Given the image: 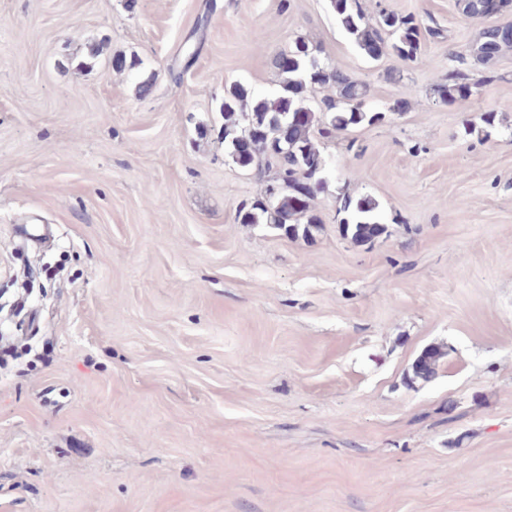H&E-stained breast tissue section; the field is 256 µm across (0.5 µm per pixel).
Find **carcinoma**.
Returning a JSON list of instances; mask_svg holds the SVG:
<instances>
[{"label":"carcinoma","mask_w":512,"mask_h":512,"mask_svg":"<svg viewBox=\"0 0 512 512\" xmlns=\"http://www.w3.org/2000/svg\"><path fill=\"white\" fill-rule=\"evenodd\" d=\"M329 2L340 27L372 60L388 52L404 62H414L421 54L423 38L443 37L441 28L414 14L401 15L381 8L377 17L372 18L361 0ZM511 4L512 0H496L494 16L488 18V0H457L464 17L483 24L469 53L488 72L476 80L463 68L465 58L454 55L455 65L448 68L447 83L442 86L444 103L463 107L480 87L497 80L490 67L499 56L512 52V39L501 36V30L511 28L512 23H502L498 16ZM276 65L284 80L282 93L274 98L258 96L242 84L225 88L220 106L224 113V150L237 166L253 167L261 177L265 174L262 161L271 160L275 165V176L267 181L265 196L255 200L242 214V223L258 224L264 218L272 228L290 237L309 236L319 224L313 213V201L317 185L322 183L319 174L326 166L311 136L312 127H317L320 138L331 139L351 126L380 121L383 113L366 108L364 83L326 65L303 39L296 40L291 50L277 57ZM312 86L335 89L321 99L320 118L309 104L307 91ZM281 124L288 126V134L287 144L279 148L265 134L277 131ZM271 195L275 202L269 204L267 197ZM339 211L348 214L342 219L343 235L356 242H370L387 233L371 198L354 201L346 196ZM446 355L441 346L424 348L411 364L409 382L431 381Z\"/></svg>","instance_id":"1"}]
</instances>
